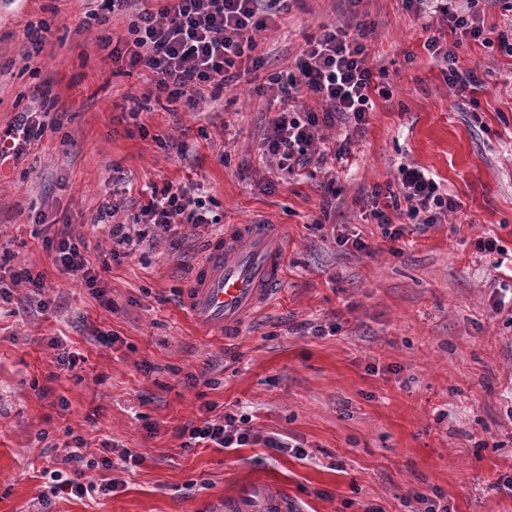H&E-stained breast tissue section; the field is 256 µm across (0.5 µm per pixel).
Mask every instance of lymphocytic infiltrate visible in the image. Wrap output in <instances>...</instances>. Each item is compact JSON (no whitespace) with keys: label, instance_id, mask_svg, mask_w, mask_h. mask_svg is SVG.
I'll list each match as a JSON object with an SVG mask.
<instances>
[{"label":"lymphocytic infiltrate","instance_id":"obj_1","mask_svg":"<svg viewBox=\"0 0 512 512\" xmlns=\"http://www.w3.org/2000/svg\"><path fill=\"white\" fill-rule=\"evenodd\" d=\"M287 0H108L111 10H131L125 41L112 50L113 61L130 69L148 72L157 94L173 93L187 109H195L205 88L234 86L244 75L257 73L264 60L257 55L256 36L268 29ZM479 0H403L406 10L436 20L449 28L453 41L429 36L424 47L440 63L448 85L456 94H474L484 82L475 70L461 68L457 51L479 42L498 46L512 56V27L486 25L477 9ZM364 22L356 25L321 26L307 39L294 66L270 76L258 91L266 95L272 116L263 143V154L279 174L299 175L321 169L328 159L346 160L355 136L363 134L377 99L388 97L382 75L369 64L363 41ZM318 99L323 109L297 106L301 94ZM345 126L344 138L326 147L323 130L334 122ZM367 205L384 234L399 239L404 229L393 226L390 212L400 211L413 224L442 223L460 204L441 190L439 183L414 166H400L394 184L377 185ZM212 201L203 192L165 184L151 187L149 199L132 224L112 227V238L122 252H130L157 230L189 224L206 227L215 223ZM179 434L184 448L200 444L220 450L256 444L257 434L239 425L235 415L204 418L184 425ZM81 443L64 445L62 468L49 473L52 492H71L85 498L105 495L109 486L87 480Z\"/></svg>","mask_w":512,"mask_h":512}]
</instances>
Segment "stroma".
I'll return each instance as SVG.
<instances>
[{
  "label": "stroma",
  "instance_id": "obj_1",
  "mask_svg": "<svg viewBox=\"0 0 512 512\" xmlns=\"http://www.w3.org/2000/svg\"><path fill=\"white\" fill-rule=\"evenodd\" d=\"M103 0H0V135L16 113L44 131L0 166V512H219L226 495L272 483L298 512H419L416 493L448 512H512V57L472 42L466 67L478 106L455 95L401 0H290L257 36L259 80L288 68L320 25L366 24L371 65L385 69L365 132L341 163L267 186L266 99L252 83L207 90L196 111L156 96L148 76L113 61ZM42 30L33 50L30 27ZM62 112L61 126L45 122ZM425 168L461 204L428 228L385 237L361 198L399 165ZM335 174L338 195L322 188ZM202 184L216 224L178 227L112 259L98 212L128 213L148 184ZM279 225L288 242L272 300L235 334L195 327L182 293L226 225ZM71 225L96 276L62 271L44 240ZM358 236L366 252L339 246ZM493 238L498 251H478ZM42 287L14 283L21 268ZM335 325L315 336L302 324ZM108 342H99V334ZM78 355L75 368L58 362ZM196 374L190 382L188 374ZM244 416L254 433L299 443L304 458L261 445L185 450L180 428L207 405ZM81 436L142 455L96 500L61 494L47 506L53 445Z\"/></svg>",
  "mask_w": 512,
  "mask_h": 512
}]
</instances>
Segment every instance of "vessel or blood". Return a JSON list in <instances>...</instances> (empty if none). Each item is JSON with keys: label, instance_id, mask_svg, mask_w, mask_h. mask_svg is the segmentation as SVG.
I'll return each mask as SVG.
<instances>
[{"label": "vessel or blood", "instance_id": "b4317fda", "mask_svg": "<svg viewBox=\"0 0 512 512\" xmlns=\"http://www.w3.org/2000/svg\"><path fill=\"white\" fill-rule=\"evenodd\" d=\"M288 244L275 224H236L201 258L183 305L195 325L232 334L264 307L283 278ZM287 499L256 482L226 498L224 512H288Z\"/></svg>", "mask_w": 512, "mask_h": 512}]
</instances>
